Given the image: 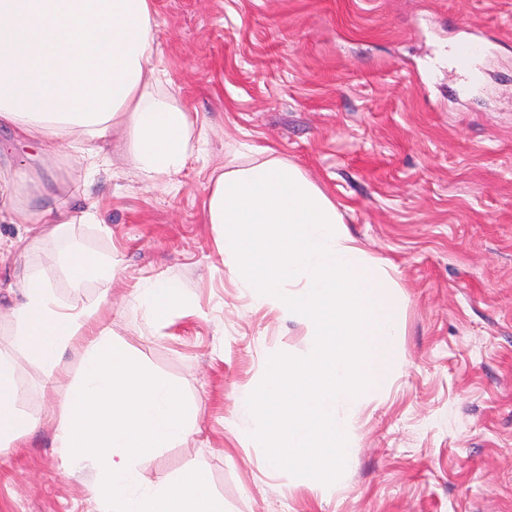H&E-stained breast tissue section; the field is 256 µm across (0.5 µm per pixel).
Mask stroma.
<instances>
[{
  "instance_id": "35a3bbf8",
  "label": "stroma",
  "mask_w": 512,
  "mask_h": 512,
  "mask_svg": "<svg viewBox=\"0 0 512 512\" xmlns=\"http://www.w3.org/2000/svg\"><path fill=\"white\" fill-rule=\"evenodd\" d=\"M155 64L202 135L182 171L148 184L113 134L89 171L70 144L51 164L0 130V165L21 172L16 241L0 223V348L25 271L96 304L145 368L194 409L191 433L137 465L141 486L205 470L226 512H512V0H154ZM485 46L477 81L450 47ZM277 159L335 203L376 265L398 317L390 384L349 410L353 464L325 488L272 468L241 399L276 354L308 355L305 319L270 311L231 273L208 194L225 171ZM97 221L49 234L53 209ZM111 261L112 279L71 287L63 244ZM174 278L164 320L134 306L145 280ZM82 347L55 368L14 355L17 405L32 430L0 450V512H106L95 471L69 466L55 431Z\"/></svg>"
}]
</instances>
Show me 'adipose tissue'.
<instances>
[{
  "label": "adipose tissue",
  "instance_id": "obj_1",
  "mask_svg": "<svg viewBox=\"0 0 512 512\" xmlns=\"http://www.w3.org/2000/svg\"><path fill=\"white\" fill-rule=\"evenodd\" d=\"M153 0H0V127L55 158L62 139L79 147L90 170L105 160L113 131L124 129L129 160L148 180L180 172L195 150L188 112L160 96L153 65ZM74 287L112 278L111 263L77 248L58 259ZM14 310L15 349L54 366L80 342L83 370L69 388L56 446L71 464H92L108 512H224L205 474L139 493V459L183 438L192 409L169 378L146 370L112 341L98 306L62 302L41 272H27ZM172 279L147 282L133 301L163 318L179 302ZM12 352L0 350V449L30 427L16 406Z\"/></svg>",
  "mask_w": 512,
  "mask_h": 512
}]
</instances>
